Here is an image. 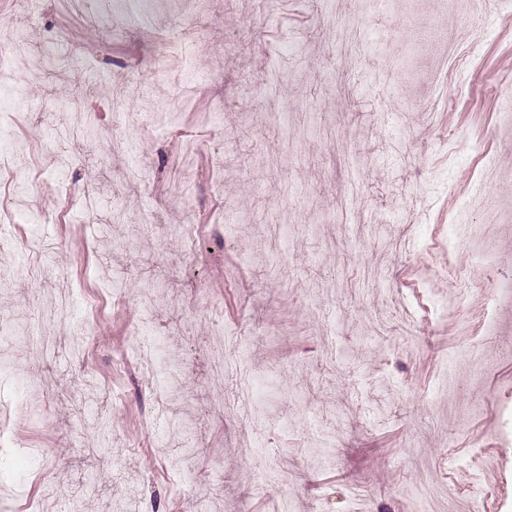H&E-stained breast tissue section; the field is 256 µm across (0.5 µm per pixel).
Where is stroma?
Returning <instances> with one entry per match:
<instances>
[{
	"mask_svg": "<svg viewBox=\"0 0 512 512\" xmlns=\"http://www.w3.org/2000/svg\"><path fill=\"white\" fill-rule=\"evenodd\" d=\"M352 11L112 0L102 24L73 0L35 19L0 0L29 75L23 108L0 93V312L28 322L0 338V512H189L202 485L206 512H420L426 479L439 512H512V0L370 6L347 62ZM49 38L83 69L48 68ZM86 112L99 148L57 142ZM65 186L102 207L74 216ZM450 262L461 279L431 277ZM147 286L186 373L169 400L136 333ZM240 330L209 375V345ZM218 392L223 414L201 417ZM340 32L342 36L341 50L344 56L353 57L367 48L361 36L358 18L355 15L348 17Z\"/></svg>",
	"mask_w": 512,
	"mask_h": 512,
	"instance_id": "stroma-1",
	"label": "stroma"
}]
</instances>
